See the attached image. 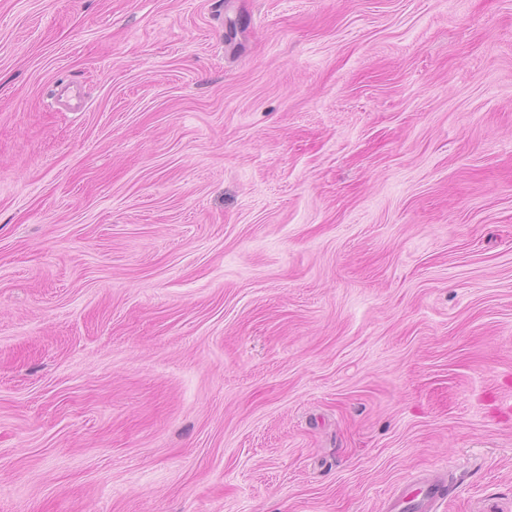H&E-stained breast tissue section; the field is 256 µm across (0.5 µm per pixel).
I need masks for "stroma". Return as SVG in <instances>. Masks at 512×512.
Here are the masks:
<instances>
[{"instance_id": "obj_1", "label": "stroma", "mask_w": 512, "mask_h": 512, "mask_svg": "<svg viewBox=\"0 0 512 512\" xmlns=\"http://www.w3.org/2000/svg\"><path fill=\"white\" fill-rule=\"evenodd\" d=\"M512 512V0H0V512ZM450 488L446 473H428L402 481L391 496L387 512H437L446 501Z\"/></svg>"}]
</instances>
